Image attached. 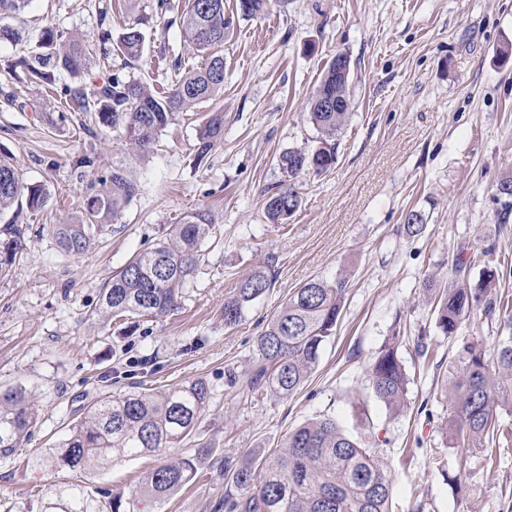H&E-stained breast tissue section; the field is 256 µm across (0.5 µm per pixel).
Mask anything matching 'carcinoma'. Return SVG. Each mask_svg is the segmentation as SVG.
<instances>
[{
	"instance_id": "1",
	"label": "carcinoma",
	"mask_w": 512,
	"mask_h": 512,
	"mask_svg": "<svg viewBox=\"0 0 512 512\" xmlns=\"http://www.w3.org/2000/svg\"><path fill=\"white\" fill-rule=\"evenodd\" d=\"M181 36L188 46L205 55L201 68H191L160 93L141 79L116 74L95 84L90 91L67 84L60 87L68 106L75 112L90 113L95 123L110 127L139 156L155 143L159 133L175 115L206 102L224 90V45L228 21L224 0H185L178 10ZM101 45H110L112 31L98 35ZM118 50L127 59L138 58L144 35L139 24L125 27L118 36ZM87 57L78 39L61 41L53 27L42 30L39 51L20 61L23 72L49 84L54 72L74 74L83 69ZM339 94V104L320 111L319 101ZM352 108L350 88L336 71V60L326 67L311 100L309 118L318 132L317 147L290 150L280 156L279 166L287 174L303 170L318 172L336 163V136L345 126ZM224 116L216 112L199 132L198 156L206 155L221 140ZM91 194L78 208L75 219L55 227L58 247L67 254L88 251L110 219L139 193L138 183L122 160L91 181ZM504 199L503 218L512 206V174L496 185ZM26 196L27 206H44L47 192L40 183L26 182L6 158L0 156V211ZM300 204L289 186L272 187L265 202V215L273 224L288 220ZM213 226L209 211L188 213L157 246L142 251L109 279L100 291L95 316L112 318H160L179 305L183 290L193 277L200 259L201 244ZM21 249L20 233L0 244V266L14 260ZM483 265L482 278L473 284L469 269ZM458 278L444 288L434 308L436 324L446 336L457 333L477 309L486 316L496 311L491 291L496 287L497 259L492 247L480 254L456 258ZM272 286V275L257 270L237 283L224 301V325L234 326L246 308ZM346 280L312 279L289 294L257 338V359L242 381L248 389L265 388L282 397L294 394L318 363L322 347L333 337L344 306ZM448 385L443 399L455 426V438L469 448H481L504 434L499 411H512V341L500 343L486 354L478 342L462 338L448 365ZM374 395L400 412L407 406L408 377L398 356L396 338L384 344L368 371ZM211 391L202 379H195L167 391H133L118 397H104L87 407L83 416L68 429L56 448L52 462L71 471L87 466L107 465L117 459L158 455L163 461L145 481L129 494H114L106 504H96L83 486L73 484L62 491H49L40 512H129L125 503L161 502L192 481L207 449L189 457L166 458L194 432L206 410ZM35 413L21 387L0 390V458L13 456L35 423ZM224 512H391V476L361 438L352 437L333 419L309 421L288 434L284 449L271 458H250L227 467Z\"/></svg>"
}]
</instances>
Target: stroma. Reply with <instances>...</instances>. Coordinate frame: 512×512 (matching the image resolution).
<instances>
[{"instance_id":"1","label":"stroma","mask_w":512,"mask_h":512,"mask_svg":"<svg viewBox=\"0 0 512 512\" xmlns=\"http://www.w3.org/2000/svg\"><path fill=\"white\" fill-rule=\"evenodd\" d=\"M225 12L223 95L177 113L132 162L138 195L78 255L63 253L53 232L88 194L75 162L95 157L103 172L127 151L16 61L49 25L84 41L89 65L74 82L86 87L118 72L163 90L205 60L160 18L157 0H33L22 16L0 19L23 32L0 41V156L48 193L41 210L0 213V231L15 226L23 246L0 272V387H24L37 411L24 447L0 460V512H39L48 491L73 483L100 502L137 486L158 457L81 472L51 457L80 406L194 379L209 384L211 399L177 453L210 454L194 481L135 512H224L225 463L272 454L294 428L324 418L364 434L392 477V512H512V436L474 450L446 430L441 393L469 328L443 335L432 311L463 249L495 248L496 293L512 301V220L500 222L495 191L512 171V57L501 55L512 44V0H273L252 18L225 0ZM138 18L144 52L127 67L119 52L103 54L98 34ZM339 52L351 59L353 107L336 163L288 176L279 158L316 146L309 102ZM217 110L224 136L197 159L198 129ZM278 184L300 198L283 224L264 210ZM194 209L214 225L179 309L138 326L97 322L103 284ZM411 211L423 217L421 234L406 229ZM259 267L273 287L225 326V299ZM339 277L347 288L336 332L301 388L282 398L243 387L256 340L289 293ZM394 336L409 380L399 413L367 379Z\"/></svg>"}]
</instances>
